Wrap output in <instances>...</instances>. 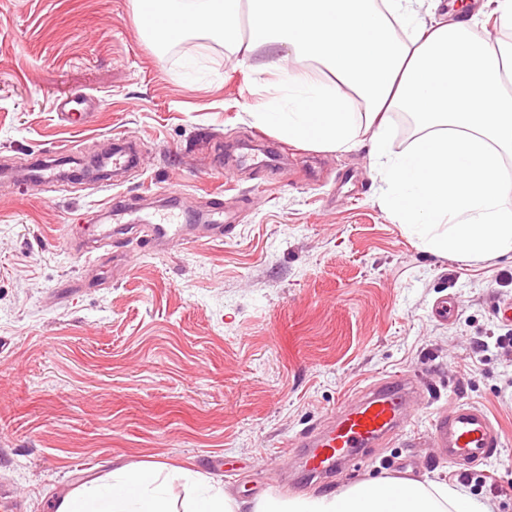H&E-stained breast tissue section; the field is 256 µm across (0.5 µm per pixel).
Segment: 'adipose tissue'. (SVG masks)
I'll list each match as a JSON object with an SVG mask.
<instances>
[{"label": "adipose tissue", "mask_w": 512, "mask_h": 512, "mask_svg": "<svg viewBox=\"0 0 512 512\" xmlns=\"http://www.w3.org/2000/svg\"><path fill=\"white\" fill-rule=\"evenodd\" d=\"M423 0H134L143 34L192 32L222 40L280 80L254 120L279 136L339 150L370 131L372 156L394 218L430 252L459 261L512 253V40L480 35L475 20L427 25ZM321 64L318 79L309 62ZM365 103L353 111L352 96ZM412 113L422 134L393 153L387 113ZM193 494L182 512H240L222 488L180 470ZM169 476L119 467L62 497L57 512H175ZM252 512H488L442 483L373 478L319 496L257 501Z\"/></svg>", "instance_id": "ef3b65f1"}]
</instances>
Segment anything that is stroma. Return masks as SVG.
Wrapping results in <instances>:
<instances>
[{"label":"stroma","mask_w":512,"mask_h":512,"mask_svg":"<svg viewBox=\"0 0 512 512\" xmlns=\"http://www.w3.org/2000/svg\"><path fill=\"white\" fill-rule=\"evenodd\" d=\"M203 38L159 50L132 0H0V163L89 161L136 144V175L75 187L0 177V492L17 512H56L58 495L113 465L185 468L250 503L316 496L390 477L445 482L512 512V350H476L512 331V258L464 263L424 251L380 203L368 145H282L252 118L277 77ZM100 103L88 129L59 99ZM264 138H256V131ZM178 192L210 193L238 219L223 241L192 232L146 252L136 237L95 251L104 199L145 212ZM452 298L457 312L433 309ZM422 375L404 434L325 484L297 483L291 446L346 397L386 376ZM488 411L502 446L461 472L430 439L456 400Z\"/></svg>","instance_id":"1"}]
</instances>
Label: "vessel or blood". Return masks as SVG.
I'll return each instance as SVG.
<instances>
[{"label":"vessel or blood","mask_w":512,"mask_h":512,"mask_svg":"<svg viewBox=\"0 0 512 512\" xmlns=\"http://www.w3.org/2000/svg\"><path fill=\"white\" fill-rule=\"evenodd\" d=\"M98 108V101L79 92L60 102L58 117L66 126L83 128L92 123ZM105 211L110 221L99 226L94 243L68 239L75 256H83L90 245L103 247L128 233L140 234L146 247L160 251L182 239L184 227L174 214L150 213L128 224L124 221L127 210L123 201L114 197L109 198ZM423 397L419 378L397 375L377 380L359 395L342 401L329 424L311 429L296 442L303 478L325 481L337 463L357 450L393 440ZM432 437L452 465L486 461L502 446L500 432L488 413L465 401L449 405L435 417Z\"/></svg>","instance_id":"1"}]
</instances>
